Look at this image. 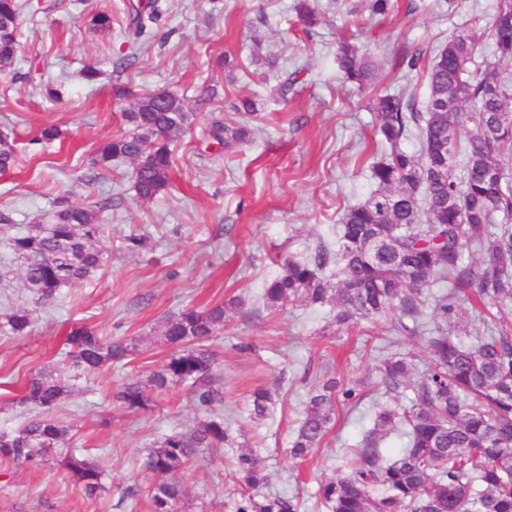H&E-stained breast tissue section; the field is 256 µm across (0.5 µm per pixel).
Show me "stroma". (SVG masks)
<instances>
[{"label": "stroma", "instance_id": "stroma-1", "mask_svg": "<svg viewBox=\"0 0 512 512\" xmlns=\"http://www.w3.org/2000/svg\"><path fill=\"white\" fill-rule=\"evenodd\" d=\"M18 3L22 60L14 73L0 75V133L25 145L45 126L63 135L25 149L18 168L0 176V210L13 218L0 228V268L11 271L0 281V321L16 308L34 319L29 335L0 332V429H21L37 415L19 403L23 385L39 370L66 372L74 323L105 336L141 337L149 348L75 381L54 411L69 435L41 465L0 461V512H150L154 477L144 467L150 450L204 414L187 384L145 411L125 409L114 394L163 364L170 349L155 330L166 317L233 299L244 308L231 312L211 344L231 441L200 449L176 471L186 489L182 512H236L244 489L232 458L250 446L265 460L262 494H294L301 512H327L317 499L319 483L336 476L345 450L390 398L371 391L356 409L335 405L321 446L295 460L289 439L308 398L325 382L366 377L393 354L420 365L425 353L412 339L388 343L394 315L365 331L336 325L331 306L271 310L261 296L288 259L335 250L345 209L369 194L370 166L387 149L373 98L404 88L425 99L424 71L399 67L400 58L419 51L428 60L451 35L488 32L500 0H391L383 16L370 13L368 0H315L319 22L310 28L297 15L299 0H162L158 25L133 49L121 24L125 0ZM98 10L112 13V30L92 29L90 15ZM343 43L376 58L374 88L363 91L343 79L336 62ZM89 65L99 71L92 82L82 75ZM290 74L296 83L288 95L269 96L268 87ZM47 82L58 101L41 95ZM122 87L176 93L195 114L191 130L174 143L169 190L151 201L137 197L130 162L113 161L103 173L87 164L100 143L127 129ZM245 97L256 101V114L236 111ZM215 120L247 123L249 140L218 152L207 136ZM62 199L100 213L108 255L93 278L43 303L25 288L8 239L45 222ZM131 235L144 237L145 245L127 250ZM258 388L274 391L275 406L267 420L255 422L247 406ZM80 448L90 449L105 472L92 495L62 465Z\"/></svg>", "mask_w": 512, "mask_h": 512}]
</instances>
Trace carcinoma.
Masks as SVG:
<instances>
[{"label":"carcinoma","instance_id":"carcinoma-1","mask_svg":"<svg viewBox=\"0 0 512 512\" xmlns=\"http://www.w3.org/2000/svg\"><path fill=\"white\" fill-rule=\"evenodd\" d=\"M127 28L137 37L161 18L155 0L128 4ZM493 54H481L483 34L459 33L439 49L428 71L429 94L423 104L405 92L386 93L374 107L379 131L389 150L370 167L374 188L344 211L335 257L321 250L311 260L290 259L264 291L266 305L277 309L303 300L331 303L338 325L398 313L393 331L426 340L429 364L414 377V365L390 357L377 367L384 393L404 396L399 413L382 409L373 427L351 449L340 474L319 484L318 498L328 512H512V168L502 153L512 147V80L500 63L512 61V0H503L492 18ZM19 6L0 0V72L11 73L19 62ZM343 78L361 89L376 78L372 60L351 44L338 48ZM119 95L130 101L123 118L128 132L100 144L90 168L108 171L115 159L133 164L134 187L143 200H153L171 186L175 136L189 129L193 113L184 99L168 91L141 96L129 88ZM422 140L417 156L403 147L412 134ZM42 128L29 141L42 146L59 137ZM243 126L214 124L210 137L229 152L245 142ZM18 149L0 134V173L18 164ZM105 227L93 210L61 204L47 224L10 238L15 256L24 261L25 288L50 302L63 288L92 278L104 265L101 247ZM472 246L477 265L463 260ZM336 264V282L323 275ZM441 282L437 293L424 289ZM490 300L496 312L479 325L460 323L464 302ZM226 306L188 307L165 318L159 336L171 353L147 384L126 383L116 394L129 410H147L155 397L190 383L197 407L212 416L188 432H174L158 442L145 467L155 482L149 491L151 512H181L184 488L172 474L202 448H222L229 441L224 417V389L213 377L215 357L207 343L224 328ZM29 311L17 309L0 323V331L25 336L32 327ZM144 339H112L84 325L67 336L71 363L86 372L120 363L144 349ZM364 382L337 388L330 381L315 390L303 418L291 435L288 452L304 459L318 447L332 421L333 402L354 409L363 398ZM70 392V385L51 371L31 374L22 405L43 415L22 430H0V458L17 465L35 463L64 441L69 428L51 410ZM271 393L256 389L249 414L267 417ZM406 438L393 457L381 442L393 432ZM63 466L89 493L102 486L97 461L71 454ZM238 482L252 494L237 512H300L298 497L258 496L268 479L255 448L233 459Z\"/></svg>","mask_w":512,"mask_h":512}]
</instances>
